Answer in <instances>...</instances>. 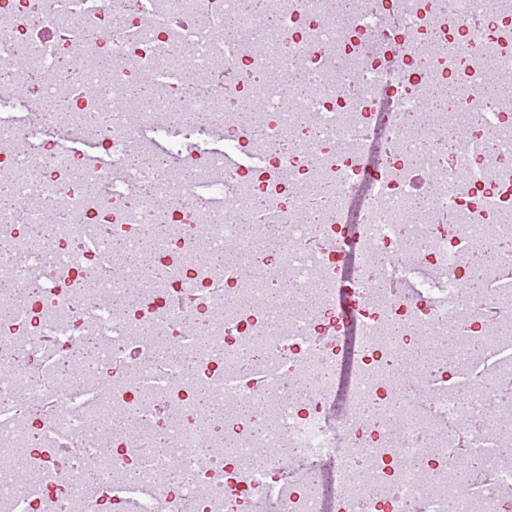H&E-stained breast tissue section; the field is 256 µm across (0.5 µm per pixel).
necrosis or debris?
I'll use <instances>...</instances> for the list:
<instances>
[{"instance_id":"obj_1","label":"necrosis or debris","mask_w":512,"mask_h":512,"mask_svg":"<svg viewBox=\"0 0 512 512\" xmlns=\"http://www.w3.org/2000/svg\"><path fill=\"white\" fill-rule=\"evenodd\" d=\"M427 0H370L365 15L332 13L326 0H267L279 28L233 0H137L115 15L112 0H0V183L23 194L26 219L0 209V351L19 366L0 374V512H178L182 488L171 465L194 473L193 512H512V423L487 422L491 394L512 381V315L487 322V301L512 312V207L497 194L512 176V103L488 98L483 72L449 70L446 47L478 52L497 70L512 49L492 39L512 13L451 0L450 11L400 32L388 16L425 12ZM472 16L460 32L454 17ZM233 20L237 39L223 38ZM30 67L22 69L19 50ZM79 57L66 80L70 118L36 73ZM307 61L311 93L288 92V67ZM224 70V83L208 77ZM207 78L204 94H185L189 74ZM442 97L435 118L466 126L464 150L427 144L403 115L423 110V84ZM157 82L158 95L128 100V85ZM283 142L255 154L251 171L225 169L203 149L219 133L236 150L250 143L236 115ZM180 112L173 122L172 112ZM96 119L109 159L74 154L53 134ZM495 128L488 146L482 133ZM164 149L193 166L191 187L128 164L130 145ZM107 177L108 194L93 186ZM336 187L327 211L323 185ZM431 216L413 217L416 193ZM201 205L187 207L185 195ZM265 204L288 227L278 247L263 228L237 241L228 206ZM487 215L477 222L474 206ZM64 213L42 224L45 208ZM447 214L448 223L435 222ZM41 224L40 236L30 225ZM168 233L149 253L170 275L141 289L137 267L112 274L108 243L141 250L150 224ZM325 246L315 250L311 237ZM225 247L224 263L204 268L198 243ZM351 271L334 280L335 245ZM504 253L485 292L468 284L472 252ZM247 267L248 278L237 275ZM87 282L89 291H76ZM309 288L316 307L289 327L274 325L264 297L283 283ZM138 291L122 310L105 293ZM338 326L351 328L348 372ZM96 344L94 371L73 350ZM197 360L181 370L179 351ZM265 366L276 400H259L241 382L243 363ZM424 371L425 400L407 396L406 371ZM315 397L294 398L292 384ZM208 395L223 408L198 404ZM257 401L255 413L242 401ZM135 413V428L114 417ZM475 416L464 436L450 424ZM268 456H260V449ZM41 457L49 478L16 480L17 467ZM482 462L475 480L462 458ZM331 460L327 474L284 487L290 459ZM237 486L225 497V485Z\"/></svg>"}]
</instances>
